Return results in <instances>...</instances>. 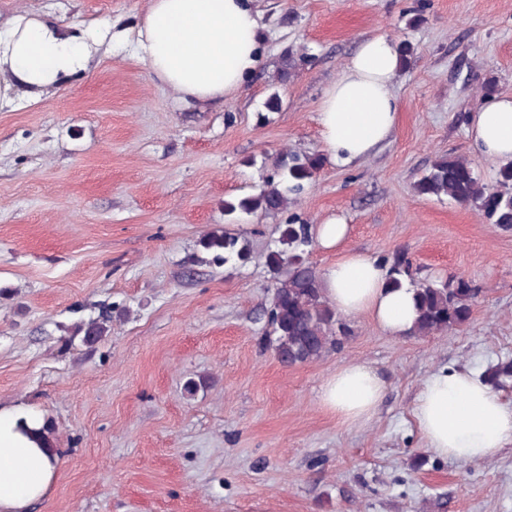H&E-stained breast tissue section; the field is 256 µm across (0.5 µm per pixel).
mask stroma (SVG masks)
Wrapping results in <instances>:
<instances>
[{"mask_svg":"<svg viewBox=\"0 0 512 512\" xmlns=\"http://www.w3.org/2000/svg\"><path fill=\"white\" fill-rule=\"evenodd\" d=\"M256 5L254 76L195 104L135 49L149 0H0L1 23L31 13L110 28L56 93L0 106V406L48 418L58 449L56 480L28 512H512V443L481 462L442 458L411 413L437 368L484 372L512 358V232L413 188L448 152L493 181L499 165L471 150L467 126L485 83L512 95V0ZM374 35L414 49L394 80L391 137L366 160L323 161L286 211L225 215L274 176L282 152L322 154L323 91ZM288 53L300 63L284 80ZM336 214L350 226L343 250L406 256L418 284L471 280L469 323L397 339L359 315L341 347L281 365L266 256L289 218ZM224 230L249 240L250 260L213 262L201 242ZM107 310L108 334L84 343L82 326ZM351 361L386 381L363 426L319 400Z\"/></svg>","mask_w":512,"mask_h":512,"instance_id":"stroma-1","label":"stroma"}]
</instances>
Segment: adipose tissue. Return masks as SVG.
Instances as JSON below:
<instances>
[{
  "label": "adipose tissue",
  "mask_w": 512,
  "mask_h": 512,
  "mask_svg": "<svg viewBox=\"0 0 512 512\" xmlns=\"http://www.w3.org/2000/svg\"><path fill=\"white\" fill-rule=\"evenodd\" d=\"M98 29L74 34L46 17L18 15L0 25V103L16 90L30 100L57 90L86 70ZM139 55L162 83L198 102L233 96L257 69L264 48L254 0H150L136 31ZM401 66L393 41H363L324 90L318 112L329 157L349 164L371 156L394 131L399 101L393 80ZM467 135L475 152L512 160V95L487 100L471 118ZM349 227L342 216L315 228V241L336 253L324 271L325 295L339 313L370 316L395 338L417 319L411 287H387L377 259L340 252ZM385 391L380 374L362 362L344 364L325 379L322 407L346 425H364ZM412 415L428 448L438 456L482 461L512 442V406L474 371L441 368L422 382ZM40 413L0 407V512H26L45 497L57 474V457L39 430Z\"/></svg>",
  "instance_id": "adipose-tissue-1"
}]
</instances>
